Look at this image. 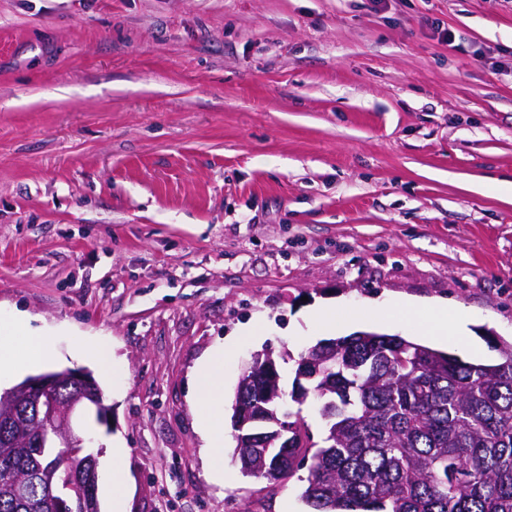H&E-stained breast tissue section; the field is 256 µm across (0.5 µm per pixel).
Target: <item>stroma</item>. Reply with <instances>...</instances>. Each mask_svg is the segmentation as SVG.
Returning a JSON list of instances; mask_svg holds the SVG:
<instances>
[{"mask_svg": "<svg viewBox=\"0 0 512 512\" xmlns=\"http://www.w3.org/2000/svg\"><path fill=\"white\" fill-rule=\"evenodd\" d=\"M509 182L512 0H0V318L51 334L32 374L99 384L109 424L74 427L124 448L129 512H307L232 436L207 471L189 380L227 340L228 418L252 354L291 387L319 340H415L409 299L468 313L439 350L497 361Z\"/></svg>", "mask_w": 512, "mask_h": 512, "instance_id": "stroma-1", "label": "stroma"}]
</instances>
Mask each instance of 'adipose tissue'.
Wrapping results in <instances>:
<instances>
[{"instance_id": "ef3b65f1", "label": "adipose tissue", "mask_w": 512, "mask_h": 512, "mask_svg": "<svg viewBox=\"0 0 512 512\" xmlns=\"http://www.w3.org/2000/svg\"><path fill=\"white\" fill-rule=\"evenodd\" d=\"M403 313L419 324L420 335L435 340L447 336L449 329L460 327L459 312L449 311L447 303L405 304ZM52 345L49 336L36 333L25 314L15 313L0 322V378L39 364L47 359ZM193 405L199 416L208 467L215 475L224 473V359L207 360L191 379Z\"/></svg>"}]
</instances>
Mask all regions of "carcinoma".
Wrapping results in <instances>:
<instances>
[{"instance_id": "cac0c4a2", "label": "carcinoma", "mask_w": 512, "mask_h": 512, "mask_svg": "<svg viewBox=\"0 0 512 512\" xmlns=\"http://www.w3.org/2000/svg\"><path fill=\"white\" fill-rule=\"evenodd\" d=\"M336 368L319 386L336 402L323 446L238 448L268 481L307 469L313 512H512V345L493 364L465 362L401 336L334 339ZM0 412V512H56L75 479L52 435L33 448Z\"/></svg>"}]
</instances>
